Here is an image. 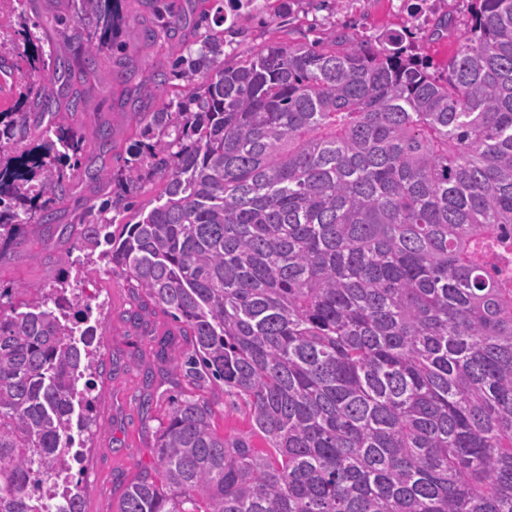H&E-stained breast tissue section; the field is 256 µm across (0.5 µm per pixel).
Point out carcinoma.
Here are the masks:
<instances>
[{
    "instance_id": "obj_1",
    "label": "carcinoma",
    "mask_w": 512,
    "mask_h": 512,
    "mask_svg": "<svg viewBox=\"0 0 512 512\" xmlns=\"http://www.w3.org/2000/svg\"><path fill=\"white\" fill-rule=\"evenodd\" d=\"M5 2L31 53L24 111L0 112V244L58 233L121 270L180 323L185 378L248 410L225 436L209 400L175 399L118 512H512V0H470L441 77L396 36L226 66L224 0H189L180 91L95 168L85 141L112 151V130H85L79 86L157 31L66 0L46 48L36 0ZM79 181L102 196L55 223ZM66 284L0 287V512H85L71 431L97 425L104 330L74 341L92 298Z\"/></svg>"
}]
</instances>
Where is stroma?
Here are the masks:
<instances>
[{
	"label": "stroma",
	"mask_w": 512,
	"mask_h": 512,
	"mask_svg": "<svg viewBox=\"0 0 512 512\" xmlns=\"http://www.w3.org/2000/svg\"><path fill=\"white\" fill-rule=\"evenodd\" d=\"M468 8L467 0H343L338 8L326 2L317 7L310 0H284L280 5L252 0L240 9L234 0H226L224 13L232 27L224 32V59L234 62L286 36L310 42L344 32L376 46L399 35L404 44L423 48L431 72L441 75L459 45ZM176 41L165 35L139 47L118 80L113 79L108 62H101L96 76L83 87L85 125L108 123L117 148L125 149L136 125L135 89L149 73L167 67ZM62 272L70 288L96 299L92 317L105 329L100 345L102 393L96 402L99 425L83 450L81 479L86 512H116L126 486L153 460L155 437L170 398L192 390L176 363L188 345L178 337L177 324L161 310L147 309L142 311L141 324L130 322L127 313L137 308V302L125 275L104 262L86 263L68 240L32 236L0 254L1 284H44ZM168 333L176 340L171 361L162 364L155 358L152 339ZM148 367L155 372L154 402L145 411L138 396ZM202 393L215 403L216 432H249L243 405L226 403L223 393L210 385Z\"/></svg>",
	"instance_id": "obj_1"
}]
</instances>
